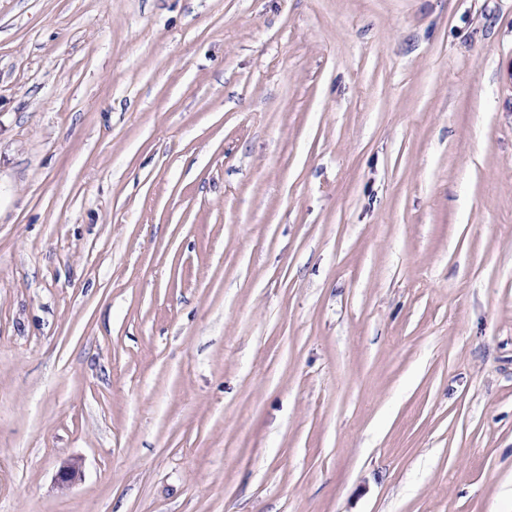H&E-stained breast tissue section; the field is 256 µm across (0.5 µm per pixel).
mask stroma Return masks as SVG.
<instances>
[{
    "mask_svg": "<svg viewBox=\"0 0 512 512\" xmlns=\"http://www.w3.org/2000/svg\"><path fill=\"white\" fill-rule=\"evenodd\" d=\"M0 512H512V0H0Z\"/></svg>",
    "mask_w": 512,
    "mask_h": 512,
    "instance_id": "obj_1",
    "label": "stroma"
}]
</instances>
